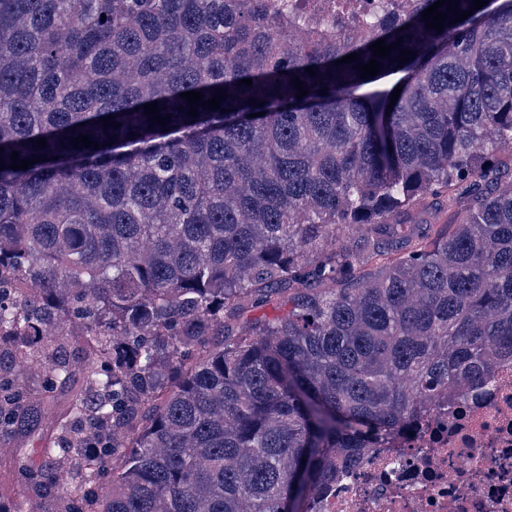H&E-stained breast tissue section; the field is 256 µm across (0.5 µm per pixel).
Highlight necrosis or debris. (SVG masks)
<instances>
[{"label": "necrosis or debris", "instance_id": "obj_1", "mask_svg": "<svg viewBox=\"0 0 512 512\" xmlns=\"http://www.w3.org/2000/svg\"><path fill=\"white\" fill-rule=\"evenodd\" d=\"M410 0H267L297 31L351 29L370 37L377 20ZM310 512H512V361L441 405L413 433L343 469Z\"/></svg>", "mask_w": 512, "mask_h": 512}]
</instances>
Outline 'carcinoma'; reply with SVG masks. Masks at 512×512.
Segmentation results:
<instances>
[{
	"label": "carcinoma",
	"instance_id": "obj_1",
	"mask_svg": "<svg viewBox=\"0 0 512 512\" xmlns=\"http://www.w3.org/2000/svg\"><path fill=\"white\" fill-rule=\"evenodd\" d=\"M226 2L0 0V372L39 356L38 401L0 376V439L59 430L15 449L31 512L63 471L60 512H309L512 359V0L286 43ZM394 75L395 104L362 91ZM188 91L227 97L193 117ZM443 194L455 229L386 259ZM70 336L83 366L49 355Z\"/></svg>",
	"mask_w": 512,
	"mask_h": 512
}]
</instances>
